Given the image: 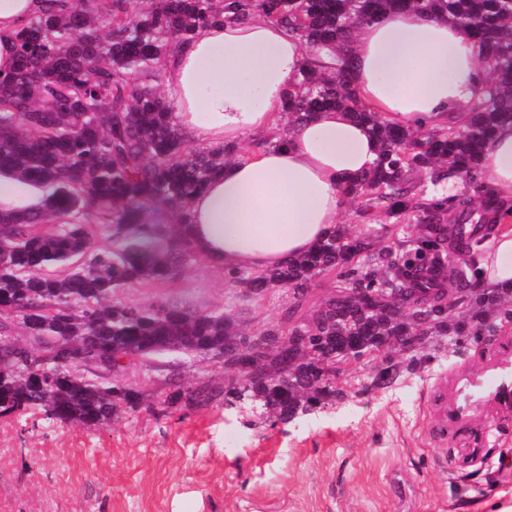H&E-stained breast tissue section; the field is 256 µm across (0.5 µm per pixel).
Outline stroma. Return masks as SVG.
Here are the masks:
<instances>
[{
    "label": "stroma",
    "mask_w": 512,
    "mask_h": 512,
    "mask_svg": "<svg viewBox=\"0 0 512 512\" xmlns=\"http://www.w3.org/2000/svg\"><path fill=\"white\" fill-rule=\"evenodd\" d=\"M161 297L224 310L249 332L283 322L289 305L281 290L239 296L201 258L177 280L122 295ZM511 342L512 325L392 353L399 375L384 388L371 384L376 359H349L348 397L287 422L260 420L220 396L191 410L167 404L179 384L222 386L217 359H133L123 379L153 394L151 410L90 427L0 416V512H505L512 424L488 432L479 416L442 447L428 430L427 396L441 374L484 371ZM477 445V460L463 462V449Z\"/></svg>",
    "instance_id": "obj_1"
}]
</instances>
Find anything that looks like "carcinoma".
I'll use <instances>...</instances> for the list:
<instances>
[{
  "label": "carcinoma",
  "mask_w": 512,
  "mask_h": 512,
  "mask_svg": "<svg viewBox=\"0 0 512 512\" xmlns=\"http://www.w3.org/2000/svg\"><path fill=\"white\" fill-rule=\"evenodd\" d=\"M46 11L14 34L17 60L0 75V173L28 177L45 191L38 215L0 212V337L19 324L38 348L0 345V415L42 412L48 424L97 425L148 394L120 380L125 361L148 360L167 345L185 355H212L224 365V402L247 396L263 413L294 416L344 394L337 363L367 354L381 359L373 384L384 386L396 365L384 353L416 351L429 339L500 331L512 322V291L474 287L479 228L508 217L474 219L469 202L426 198L427 185L457 177L476 189L478 161L495 129L512 123V0H242L288 24L312 48L328 51L290 95L289 113L342 109L380 141L370 173L344 189L399 220L416 213L414 247L396 251L345 230L310 255L262 274L228 271L235 288L288 292L296 314L317 276L338 269L337 293L284 324L237 331L224 311L191 312L160 299L124 302L126 288L180 277L197 257L182 225L189 199L224 165V153L186 145L173 128L155 83L172 41L187 39L217 17V0L88 2L48 0ZM412 8L448 17L481 49L482 88L469 119L428 135L394 128L357 99L344 80L340 43L354 25L387 11ZM170 212L164 223L154 214ZM110 239L95 247L96 229ZM461 304L448 306V253ZM407 303L392 311L389 301ZM292 337V344L281 343ZM259 339L253 368L238 364ZM90 345L109 367L88 359L60 364L67 350ZM212 398L208 386H178L190 410Z\"/></svg>",
  "instance_id": "cac0c4a2"
}]
</instances>
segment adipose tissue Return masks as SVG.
<instances>
[{
	"mask_svg": "<svg viewBox=\"0 0 512 512\" xmlns=\"http://www.w3.org/2000/svg\"><path fill=\"white\" fill-rule=\"evenodd\" d=\"M221 21L176 42L163 79L173 124L188 141L236 146L245 136L284 129L283 144L226 162L189 204L188 236L221 270L270 272L308 253L339 228L344 188L373 166L378 142L347 113L326 109L285 122L286 104L314 53L286 25L243 18L224 0ZM44 0H0V73L16 65L13 34ZM479 47L461 27L417 10L358 26L347 77L359 100L390 124L439 128L464 121L481 87ZM484 196L512 213V124L497 129L479 162ZM39 186L0 174V210L40 213ZM480 288H512V231H496L476 264Z\"/></svg>",
	"mask_w": 512,
	"mask_h": 512,
	"instance_id": "ef3b65f1",
	"label": "adipose tissue"
}]
</instances>
